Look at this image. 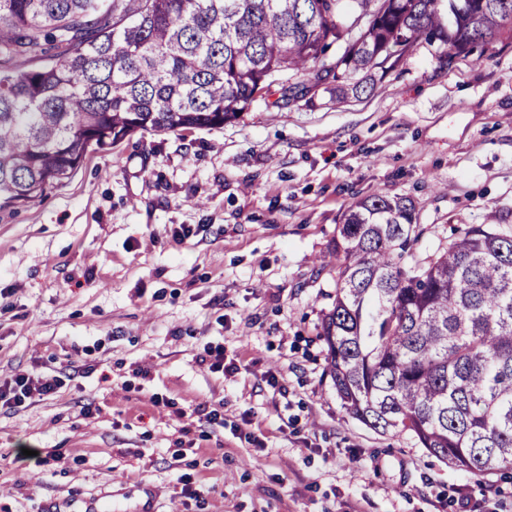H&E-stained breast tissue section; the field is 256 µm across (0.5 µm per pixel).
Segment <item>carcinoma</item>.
<instances>
[{
  "label": "carcinoma",
  "mask_w": 512,
  "mask_h": 512,
  "mask_svg": "<svg viewBox=\"0 0 512 512\" xmlns=\"http://www.w3.org/2000/svg\"><path fill=\"white\" fill-rule=\"evenodd\" d=\"M345 5L370 19L357 42ZM507 30L512 0H0V207L92 146L221 127L275 84L276 106L320 85L344 103L376 90L397 47L435 43L446 69ZM45 42L61 55L17 65ZM290 71L301 81L281 83ZM425 231L407 197L349 206L329 245L325 373L350 416L481 482L512 470V227L463 224L418 258Z\"/></svg>",
  "instance_id": "1"
}]
</instances>
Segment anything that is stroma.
I'll list each match as a JSON object with an SVG mask.
<instances>
[{"mask_svg":"<svg viewBox=\"0 0 512 512\" xmlns=\"http://www.w3.org/2000/svg\"><path fill=\"white\" fill-rule=\"evenodd\" d=\"M373 194L414 202L423 255L512 224V33L444 70L419 44L343 104L318 88L134 135L1 208L0 379L60 386L0 407V512H512V476L477 483L375 432L324 374L320 259Z\"/></svg>","mask_w":512,"mask_h":512,"instance_id":"35a3bbf8","label":"stroma"}]
</instances>
